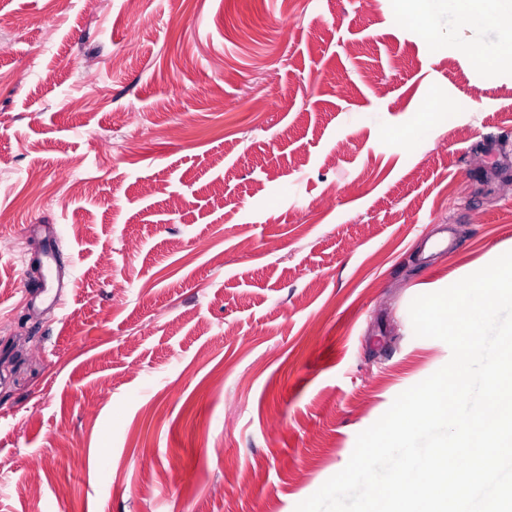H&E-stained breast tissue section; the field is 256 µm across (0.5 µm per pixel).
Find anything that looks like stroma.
Wrapping results in <instances>:
<instances>
[{
  "label": "stroma",
  "mask_w": 512,
  "mask_h": 512,
  "mask_svg": "<svg viewBox=\"0 0 512 512\" xmlns=\"http://www.w3.org/2000/svg\"><path fill=\"white\" fill-rule=\"evenodd\" d=\"M475 37L397 0H0V512H295L340 472L451 357L412 300L512 251V62ZM33 230H43L47 239L44 251L40 257L43 273L37 280H26V291L35 295H40L46 291L49 280H55L57 291H62L65 284L60 279V269L64 265L62 253L60 251V241L54 226H33Z\"/></svg>",
  "instance_id": "stroma-1"
}]
</instances>
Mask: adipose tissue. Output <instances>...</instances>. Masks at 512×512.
<instances>
[{
    "instance_id": "adipose-tissue-1",
    "label": "adipose tissue",
    "mask_w": 512,
    "mask_h": 512,
    "mask_svg": "<svg viewBox=\"0 0 512 512\" xmlns=\"http://www.w3.org/2000/svg\"><path fill=\"white\" fill-rule=\"evenodd\" d=\"M415 12H429L436 20L452 23L464 18L471 29L494 22L501 31L498 41H473L468 52L475 62L491 66L512 60V0H412Z\"/></svg>"
}]
</instances>
